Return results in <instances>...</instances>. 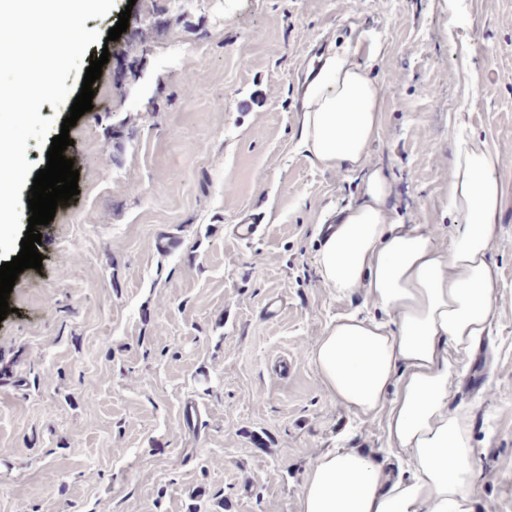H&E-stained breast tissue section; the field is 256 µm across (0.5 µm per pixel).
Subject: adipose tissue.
<instances>
[{
  "instance_id": "adipose-tissue-1",
  "label": "adipose tissue",
  "mask_w": 512,
  "mask_h": 512,
  "mask_svg": "<svg viewBox=\"0 0 512 512\" xmlns=\"http://www.w3.org/2000/svg\"><path fill=\"white\" fill-rule=\"evenodd\" d=\"M304 102L302 143L325 167H362L380 122L379 89L344 56L323 59ZM500 148L459 141L450 190L459 221L441 231L399 223L383 169L365 178V199L347 208L320 251L325 287L366 289L384 319L330 321L307 348L326 390L355 415L386 412L388 432L410 467L391 478L370 456L316 459L298 512H470L476 457L451 382L492 318L496 282L487 255L499 207ZM451 246L441 249V236Z\"/></svg>"
}]
</instances>
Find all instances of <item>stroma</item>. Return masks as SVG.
Masks as SVG:
<instances>
[{"mask_svg":"<svg viewBox=\"0 0 512 512\" xmlns=\"http://www.w3.org/2000/svg\"><path fill=\"white\" fill-rule=\"evenodd\" d=\"M124 10L127 31L87 48L110 57L69 131L80 193L40 226L42 267L0 321V512H298L316 458L362 447L405 474L386 415L357 419L304 352L376 311L321 283V228L363 182L306 151L302 104L324 56L366 69L367 168L390 174L402 223L448 227L457 136L512 142V0H115L85 26ZM495 177L487 381L459 374L449 396L476 455L470 512H512V168ZM247 214L264 229L236 241Z\"/></svg>","mask_w":512,"mask_h":512,"instance_id":"1","label":"stroma"}]
</instances>
